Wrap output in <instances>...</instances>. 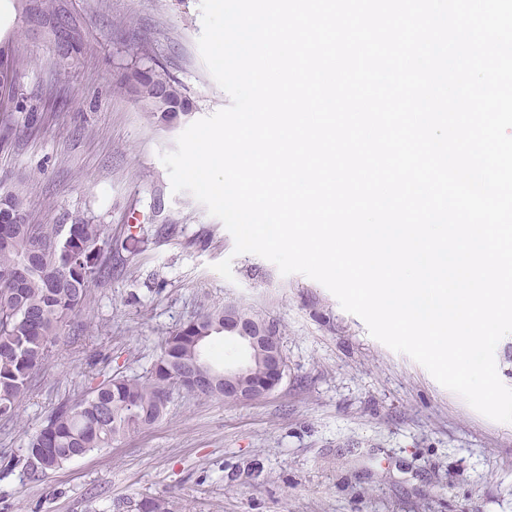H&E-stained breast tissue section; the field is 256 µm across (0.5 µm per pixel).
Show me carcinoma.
<instances>
[{
    "label": "carcinoma",
    "mask_w": 512,
    "mask_h": 512,
    "mask_svg": "<svg viewBox=\"0 0 512 512\" xmlns=\"http://www.w3.org/2000/svg\"><path fill=\"white\" fill-rule=\"evenodd\" d=\"M26 29L52 42L65 66L87 41L84 17L73 0H14ZM0 112L19 103L17 73L24 66L10 42L0 43ZM122 85L160 126H174L191 115L192 103L180 83L144 65H135ZM27 219V201L17 192L0 195V420L10 422L31 389L34 374L50 357L63 325L87 304L91 286L112 267L102 248L104 228L83 218L68 227L16 224ZM224 325V309L199 314L168 336L144 375L102 381L81 400L59 404L46 425L31 435L26 469L38 477L112 441L156 422L166 409L160 395L174 384L195 352L202 356ZM136 512H171L160 496H146Z\"/></svg>",
    "instance_id": "1"
}]
</instances>
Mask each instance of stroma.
Listing matches in <instances>:
<instances>
[{
    "label": "stroma",
    "instance_id": "1",
    "mask_svg": "<svg viewBox=\"0 0 512 512\" xmlns=\"http://www.w3.org/2000/svg\"><path fill=\"white\" fill-rule=\"evenodd\" d=\"M75 4L87 45L69 66L18 16L0 34L28 60L0 192L22 193L32 224L103 225L112 277L63 327L16 419L0 421V456L15 462L0 472V512H135L145 495L172 512H512V423L373 338L319 282L234 254L222 222L173 192L160 156L180 131L151 123L120 79L138 45L181 84L192 120L229 106L198 47L200 0ZM227 258L229 281L213 269ZM228 302L279 326L288 370L277 389L235 404L174 390L150 427L29 477L26 443L59 403L145 373L167 336Z\"/></svg>",
    "mask_w": 512,
    "mask_h": 512
}]
</instances>
